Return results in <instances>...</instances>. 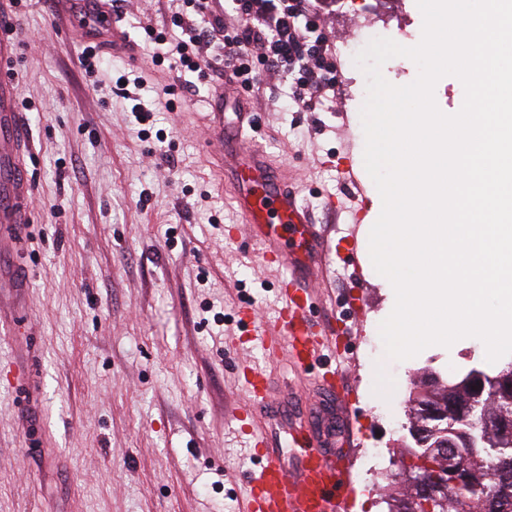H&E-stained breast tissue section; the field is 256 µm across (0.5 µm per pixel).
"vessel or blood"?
<instances>
[{
    "instance_id": "obj_1",
    "label": "vessel or blood",
    "mask_w": 512,
    "mask_h": 512,
    "mask_svg": "<svg viewBox=\"0 0 512 512\" xmlns=\"http://www.w3.org/2000/svg\"><path fill=\"white\" fill-rule=\"evenodd\" d=\"M97 27L110 34L108 49L113 55L130 53L131 47L117 21L102 14ZM16 48L0 30V252L12 263L22 257L21 228L32 220V184L23 156L30 151L17 109L18 91L8 70ZM235 101L238 110L233 125L224 122V105ZM204 126V143L219 172L231 176L234 198L245 218L244 233L264 260L287 266L277 292L281 301L272 320H257L256 336L267 360L280 357L289 348L296 373H307L330 342L323 321L312 310L325 281L331 245L322 225L313 223L294 191L274 174L264 150L253 137L254 122L240 88L223 85L209 100ZM249 392L247 404L237 420L246 428L250 449L260 466L248 477V491L242 512H334L337 499L350 489L347 469L336 463L317 438L303 428L288 429V446L298 460L297 472H290L279 449V423L273 398V378L266 370L243 369Z\"/></svg>"
}]
</instances>
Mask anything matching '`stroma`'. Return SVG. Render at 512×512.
Wrapping results in <instances>:
<instances>
[{
	"label": "stroma",
	"mask_w": 512,
	"mask_h": 512,
	"mask_svg": "<svg viewBox=\"0 0 512 512\" xmlns=\"http://www.w3.org/2000/svg\"><path fill=\"white\" fill-rule=\"evenodd\" d=\"M117 14L133 50L120 58L141 88L81 64L87 42L69 0H19L0 9L17 47L12 70L30 138L33 221L21 269L20 310L4 308L0 370L35 366L33 406L0 381V512H240L255 469L248 437L226 416L247 390L238 364L293 380L289 422L315 426L311 376L290 358L268 364L240 320L245 308L274 317L284 267L266 264L243 236L233 184L222 179L200 130L214 80L158 56L161 30L198 29L182 0H121ZM328 90L268 83L256 62L245 95L268 161L309 209L341 231L358 193L370 211L356 231L359 266L331 256L315 314L346 325L340 361L356 398L335 410L353 434L351 470L336 512H387L384 488L410 435L407 411L425 367L456 377L461 367L497 375L485 346L468 337L415 357L386 358L379 325L395 294L376 273L368 227L382 200L362 163L365 137L352 103L366 85L354 60L335 55ZM352 155L355 181L336 170ZM36 352L28 363V352Z\"/></svg>",
	"instance_id": "1"
}]
</instances>
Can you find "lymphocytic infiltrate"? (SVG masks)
I'll return each instance as SVG.
<instances>
[{"instance_id":"lymphocytic-infiltrate-1","label":"lymphocytic infiltrate","mask_w":512,"mask_h":512,"mask_svg":"<svg viewBox=\"0 0 512 512\" xmlns=\"http://www.w3.org/2000/svg\"><path fill=\"white\" fill-rule=\"evenodd\" d=\"M236 25L223 29L221 51L209 59L215 77H228L230 82L245 88L256 78V61L270 62L280 77L299 75L303 85L312 84L322 70L327 56L335 48L321 39L312 53L302 51L307 30L300 21L309 17L313 0H231ZM208 41L207 32L189 31L186 38L171 46L181 67L195 72L203 64L198 61L200 48Z\"/></svg>"}]
</instances>
